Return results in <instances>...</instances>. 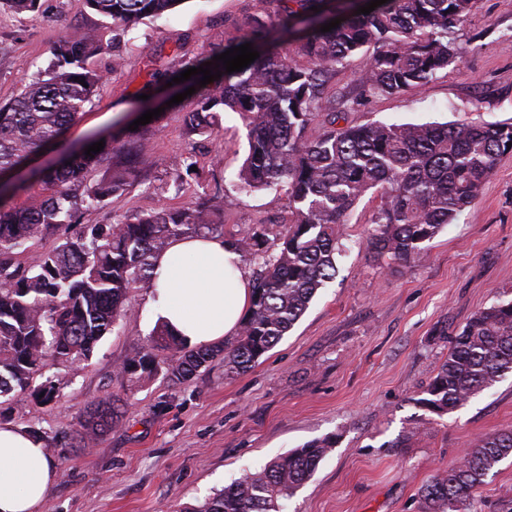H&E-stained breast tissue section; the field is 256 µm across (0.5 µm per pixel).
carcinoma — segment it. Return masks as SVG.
Segmentation results:
<instances>
[{"instance_id":"1","label":"carcinoma","mask_w":512,"mask_h":512,"mask_svg":"<svg viewBox=\"0 0 512 512\" xmlns=\"http://www.w3.org/2000/svg\"><path fill=\"white\" fill-rule=\"evenodd\" d=\"M280 22L297 30L300 56L270 39L259 15L251 18L252 47L259 58L239 72L226 73L198 87L200 106L192 131L213 134L216 118L230 110L247 123L248 154L238 173L241 193L282 190L288 197V223L277 251L268 253L265 234L248 232L234 248L248 260L268 254L257 272L253 301L240 332L222 347L192 348L159 323L149 342L162 358L137 355L121 372L162 369L172 380L191 378L220 358L228 374L246 371L290 331L312 298L336 277L341 252L336 226L355 205L379 187L382 202L372 222L369 245L375 256L411 264L422 244L479 196L497 160L512 142V123L456 122L407 124L386 121L337 126L357 100L336 104L323 96L336 68L366 48H374L356 79L359 95H394L429 80L457 60L454 30L467 18L473 0H388L368 15L341 4L338 27L322 12L329 0H286ZM125 34L146 17L180 5L178 0H86ZM237 47L211 45L206 55L188 60L199 67ZM104 45L93 29L66 34L53 48L48 70L23 79L20 93L0 111V176L59 140L91 102L104 75L88 67ZM79 81H74V78ZM326 113L319 133L307 130ZM112 151L105 141L94 157L77 151L66 163L36 171L47 195L10 206L19 186L0 183V396L30 387L42 360L51 355L71 363L88 358L98 341L127 316L130 291L153 277V258L188 234H222L217 223L221 199L188 202L136 213L115 224H85L75 235L16 266L11 255L34 239L77 223L84 211L100 206L130 185L133 163L111 167L97 180L89 173ZM512 372V300H499L474 313L454 339L448 358L416 403L443 416ZM121 423L116 400L86 412L71 437L78 447ZM333 441H312L243 475L186 512H283L326 456ZM512 456V431L475 441L463 462L434 476L419 490L423 512H474L477 490Z\"/></svg>"}]
</instances>
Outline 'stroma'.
<instances>
[{"mask_svg":"<svg viewBox=\"0 0 512 512\" xmlns=\"http://www.w3.org/2000/svg\"><path fill=\"white\" fill-rule=\"evenodd\" d=\"M258 10L274 27L283 6L183 0L116 43L111 21L85 0H40L37 12L24 15L0 0V105L16 97L23 75L48 66L66 32L94 28L105 50L91 65L105 81L63 145L129 127L143 107L162 110L141 128L149 151L139 157L136 180L83 212L81 223H116L217 193L224 241L258 227L275 238L288 221L286 194L235 189L248 149L243 119L222 113L204 138L188 124L197 96L167 103L184 61L209 44L245 41ZM456 46L455 65L403 94L366 98L350 121L512 122V0H474ZM186 155L196 169L174 181L170 164ZM380 204V191L370 190L338 225L335 278L248 371L225 373L218 359L182 382L160 371L122 373L158 322L152 285L142 282L127 297L126 318L88 360L45 358L42 377L54 381L53 399L30 390L0 398V424L39 438L61 471L42 512H185L272 458L325 438L333 447L284 512H420L424 483L460 463L475 440L512 429V373L441 417L417 403L448 356L449 333L479 309L512 299V152L455 223L425 242L420 262L374 258L368 230ZM109 397L123 402L121 424L65 451L80 415ZM475 506L512 507L511 457L478 489Z\"/></svg>","mask_w":512,"mask_h":512,"instance_id":"1","label":"stroma"}]
</instances>
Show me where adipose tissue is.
Listing matches in <instances>:
<instances>
[{"label":"adipose tissue","mask_w":512,"mask_h":512,"mask_svg":"<svg viewBox=\"0 0 512 512\" xmlns=\"http://www.w3.org/2000/svg\"><path fill=\"white\" fill-rule=\"evenodd\" d=\"M154 263L152 304L172 331L204 346L239 330L252 287L230 244L218 237L185 236ZM57 478L41 441L0 425V512H38Z\"/></svg>","instance_id":"obj_1"}]
</instances>
